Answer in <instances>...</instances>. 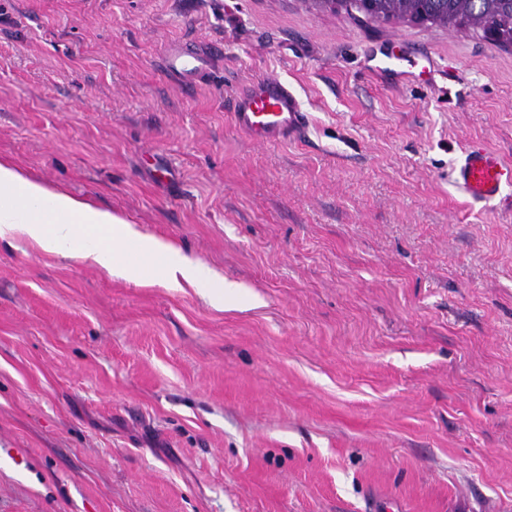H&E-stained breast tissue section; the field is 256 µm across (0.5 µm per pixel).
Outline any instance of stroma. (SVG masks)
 <instances>
[{
  "label": "stroma",
  "instance_id": "35a3bbf8",
  "mask_svg": "<svg viewBox=\"0 0 512 512\" xmlns=\"http://www.w3.org/2000/svg\"><path fill=\"white\" fill-rule=\"evenodd\" d=\"M176 47L211 73L169 75ZM261 77L298 138L233 125ZM474 143L512 164V47L469 31L0 0V159L240 286L0 242V512H512V208L451 183ZM371 61H375V64L370 66L371 69H373L374 71L385 72V73H389V74H397L402 78H406V79H410V80H414V79L422 76L423 74H428L431 76L432 72H433L430 61H429V68L427 69V67L424 66L421 68V70L418 73L411 71V70H404L400 63V61H402V59H400L394 55L384 54L383 57L378 58V59L375 56ZM231 114L240 131L262 144L299 136L308 122L296 94L274 78L257 80L243 89Z\"/></svg>",
  "mask_w": 512,
  "mask_h": 512
}]
</instances>
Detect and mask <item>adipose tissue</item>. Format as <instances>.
I'll return each instance as SVG.
<instances>
[{
    "instance_id": "ef3b65f1",
    "label": "adipose tissue",
    "mask_w": 512,
    "mask_h": 512,
    "mask_svg": "<svg viewBox=\"0 0 512 512\" xmlns=\"http://www.w3.org/2000/svg\"><path fill=\"white\" fill-rule=\"evenodd\" d=\"M19 234L43 251L75 255L119 276L131 274L140 262L170 281L181 277L220 294L238 290L175 244L143 236L127 218L50 188L14 163L0 160V241Z\"/></svg>"
}]
</instances>
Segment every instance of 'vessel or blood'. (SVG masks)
Here are the masks:
<instances>
[{"label": "vessel or blood", "mask_w": 512, "mask_h": 512, "mask_svg": "<svg viewBox=\"0 0 512 512\" xmlns=\"http://www.w3.org/2000/svg\"><path fill=\"white\" fill-rule=\"evenodd\" d=\"M165 69L191 83L210 71L211 62L198 54L175 52L166 56ZM232 118L240 131L262 144L298 136L308 122L296 94L274 78L257 80L243 89L234 100ZM452 182L470 203H487L512 185V167L485 146L474 144L454 167Z\"/></svg>", "instance_id": "vessel-or-blood-1"}]
</instances>
